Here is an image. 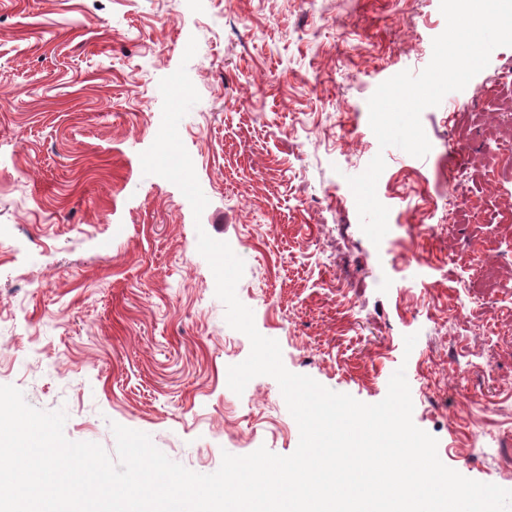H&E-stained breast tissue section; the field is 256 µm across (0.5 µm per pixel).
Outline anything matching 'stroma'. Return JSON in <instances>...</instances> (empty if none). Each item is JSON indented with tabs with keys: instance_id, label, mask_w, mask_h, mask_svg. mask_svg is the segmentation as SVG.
I'll use <instances>...</instances> for the list:
<instances>
[{
	"instance_id": "stroma-1",
	"label": "stroma",
	"mask_w": 512,
	"mask_h": 512,
	"mask_svg": "<svg viewBox=\"0 0 512 512\" xmlns=\"http://www.w3.org/2000/svg\"><path fill=\"white\" fill-rule=\"evenodd\" d=\"M439 5L0 0V385L111 454L115 422L197 473L226 452L292 454L277 381L226 384L251 344L202 230L244 261L237 296L290 372L374 404L404 369L441 461L512 489V47L422 112L425 157L380 151L369 125L376 88L429 64ZM182 65L200 95L179 123L198 217L140 161ZM379 153L376 245L347 179Z\"/></svg>"
}]
</instances>
